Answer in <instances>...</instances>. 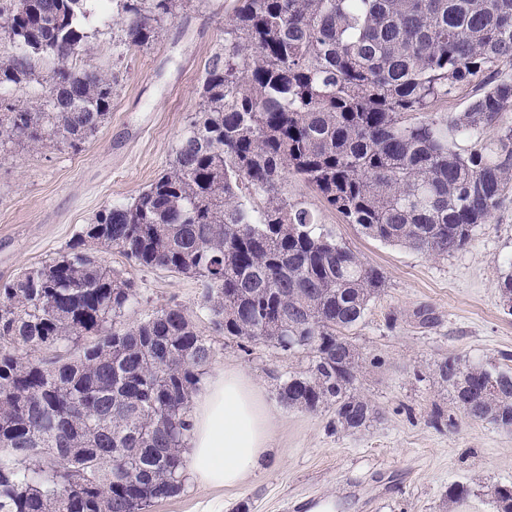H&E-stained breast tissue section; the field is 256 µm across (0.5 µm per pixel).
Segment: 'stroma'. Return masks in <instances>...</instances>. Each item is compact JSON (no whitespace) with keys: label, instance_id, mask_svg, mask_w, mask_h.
<instances>
[{"label":"stroma","instance_id":"stroma-1","mask_svg":"<svg viewBox=\"0 0 512 512\" xmlns=\"http://www.w3.org/2000/svg\"><path fill=\"white\" fill-rule=\"evenodd\" d=\"M233 5L184 0L146 49L123 45L118 24L88 20L87 64L120 80L112 111L81 150H19L0 160V283L57 256L98 211L133 201L161 175L199 108L204 66L224 42ZM285 192L384 277L351 333L363 359L357 388L378 416L352 432L333 427L331 409L285 408L280 381L305 370L307 355L216 337L209 370L240 371L262 393L274 415L270 451L239 487L189 480L147 512H304L308 499L334 512H496L492 489L512 484V428L465 418L434 368L448 357L500 366L512 354V314L499 290L512 270V195L464 249L435 258L367 237L296 178ZM103 258L138 285L126 323L174 303L195 310L197 280L133 266L116 248ZM420 308L431 313L429 326L415 318ZM459 482L468 496L449 498Z\"/></svg>","mask_w":512,"mask_h":512}]
</instances>
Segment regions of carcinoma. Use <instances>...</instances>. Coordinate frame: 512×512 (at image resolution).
Listing matches in <instances>:
<instances>
[{
  "mask_svg": "<svg viewBox=\"0 0 512 512\" xmlns=\"http://www.w3.org/2000/svg\"><path fill=\"white\" fill-rule=\"evenodd\" d=\"M88 0H0V152L80 148L112 110L118 77L81 69ZM128 44L150 45L182 0H120ZM512 62V0H235L204 69L200 111L165 173L101 210L67 251L0 284V512H144L183 489L192 397L213 333L305 353L280 403L334 408L358 431L378 412L357 392L350 332L381 272L284 193L288 176L377 240L448 256L489 224L512 188V127L468 154L512 110L490 78L460 116L428 112ZM54 89L15 103L47 64ZM201 282L197 312L162 307L133 325V281L100 253ZM85 341L78 356L70 347ZM50 356L27 359L31 351ZM464 417L512 421V367L435 365Z\"/></svg>",
  "mask_w": 512,
  "mask_h": 512,
  "instance_id": "obj_1",
  "label": "carcinoma"
}]
</instances>
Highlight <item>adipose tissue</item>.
<instances>
[{
	"mask_svg": "<svg viewBox=\"0 0 512 512\" xmlns=\"http://www.w3.org/2000/svg\"><path fill=\"white\" fill-rule=\"evenodd\" d=\"M272 412L243 373L220 371L194 398L188 461L200 485L236 487L269 450Z\"/></svg>",
	"mask_w": 512,
	"mask_h": 512,
	"instance_id": "ef3b65f1",
	"label": "adipose tissue"
}]
</instances>
